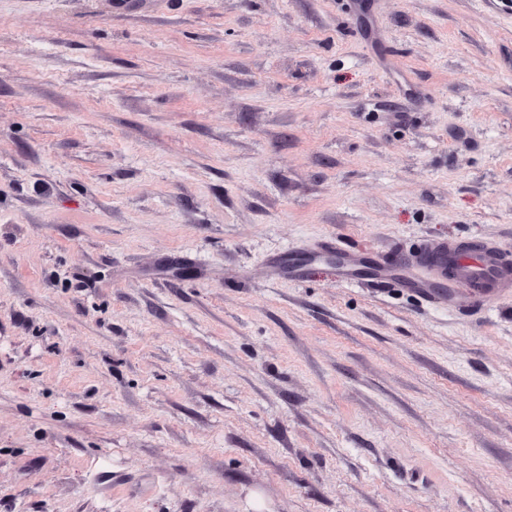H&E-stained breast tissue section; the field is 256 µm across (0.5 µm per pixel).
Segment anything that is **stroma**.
Segmentation results:
<instances>
[{
	"label": "stroma",
	"instance_id": "obj_1",
	"mask_svg": "<svg viewBox=\"0 0 512 512\" xmlns=\"http://www.w3.org/2000/svg\"><path fill=\"white\" fill-rule=\"evenodd\" d=\"M125 2L0 0V512H512L415 261L512 258V0Z\"/></svg>",
	"mask_w": 512,
	"mask_h": 512
}]
</instances>
